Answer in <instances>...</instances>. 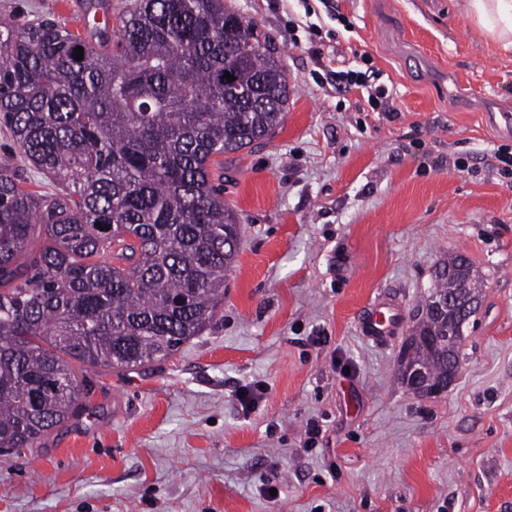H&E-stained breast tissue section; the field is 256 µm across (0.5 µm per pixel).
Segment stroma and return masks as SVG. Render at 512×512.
<instances>
[{
    "label": "stroma",
    "mask_w": 512,
    "mask_h": 512,
    "mask_svg": "<svg viewBox=\"0 0 512 512\" xmlns=\"http://www.w3.org/2000/svg\"><path fill=\"white\" fill-rule=\"evenodd\" d=\"M99 3L0 0V18L72 30ZM227 4L275 40L290 96L266 142L224 157L241 240L218 315L165 362L90 369L87 411L0 467V512H512V175L491 158L512 150V55L466 0ZM333 58L375 70L390 111ZM0 165L59 190L1 125ZM458 253L480 309L455 382L420 396L399 354ZM377 298L402 314L382 340L358 325ZM336 74L341 77L343 83L349 88L356 87L361 89L362 92L365 90L368 94L367 101L369 105L373 106V109L374 106H378V104L382 105V101H379V99L388 98L385 89L380 87L375 89V96L370 93V90L372 89V85L369 84L371 75L367 74V71L363 72L349 68L347 70H340L336 72ZM368 88H370V90H368Z\"/></svg>",
    "instance_id": "35a3bbf8"
}]
</instances>
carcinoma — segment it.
Instances as JSON below:
<instances>
[{"label": "carcinoma", "mask_w": 512, "mask_h": 512, "mask_svg": "<svg viewBox=\"0 0 512 512\" xmlns=\"http://www.w3.org/2000/svg\"><path fill=\"white\" fill-rule=\"evenodd\" d=\"M109 41L111 51L95 49L49 17L0 21V122L24 161L61 186L35 195L0 168L5 465L32 460L85 410L86 366L165 361L211 326L240 238L212 159L268 136L288 104L270 37L224 0H123ZM463 263L458 295H480L469 259L450 257L400 360L404 382L425 367L420 395L460 360L462 340L448 342L430 299Z\"/></svg>", "instance_id": "obj_1"}]
</instances>
